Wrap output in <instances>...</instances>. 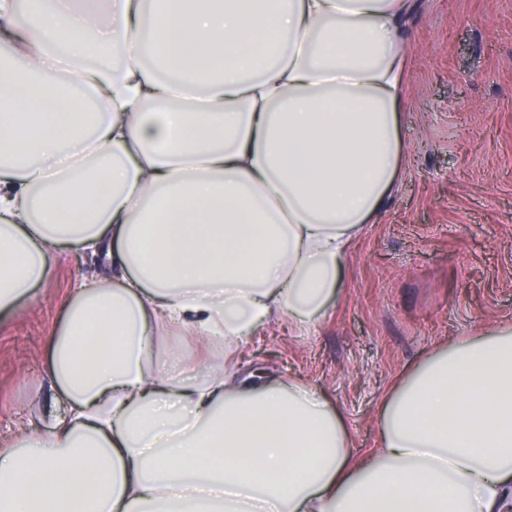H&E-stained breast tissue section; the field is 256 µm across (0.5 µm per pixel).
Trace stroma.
Instances as JSON below:
<instances>
[{"label":"stroma","mask_w":512,"mask_h":512,"mask_svg":"<svg viewBox=\"0 0 512 512\" xmlns=\"http://www.w3.org/2000/svg\"><path fill=\"white\" fill-rule=\"evenodd\" d=\"M401 137L385 209L347 255L310 332L262 327L251 369L324 390L352 451L380 446L378 408L437 346L512 323V0H412ZM97 256L61 255L38 300L0 315V449L64 406L50 339L73 283Z\"/></svg>","instance_id":"stroma-1"}]
</instances>
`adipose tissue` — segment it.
I'll return each mask as SVG.
<instances>
[{
  "instance_id": "1",
  "label": "adipose tissue",
  "mask_w": 512,
  "mask_h": 512,
  "mask_svg": "<svg viewBox=\"0 0 512 512\" xmlns=\"http://www.w3.org/2000/svg\"><path fill=\"white\" fill-rule=\"evenodd\" d=\"M411 0H0L34 84L0 66V312L57 257L77 283L51 338L62 419L0 453V512H512V323L437 348L351 453L317 388L216 365L172 377L176 328L228 355L316 325L402 167ZM153 44L182 76L160 80ZM161 101L148 112L143 104ZM163 221H156V211Z\"/></svg>"
}]
</instances>
